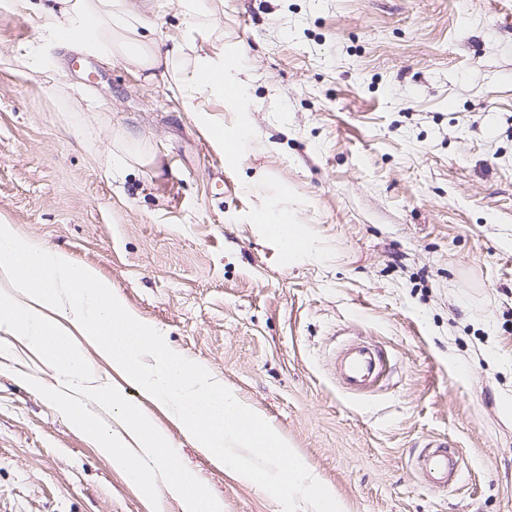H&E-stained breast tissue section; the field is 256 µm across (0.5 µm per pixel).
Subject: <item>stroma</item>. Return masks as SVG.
I'll return each mask as SVG.
<instances>
[{"label":"stroma","instance_id":"35a3bbf8","mask_svg":"<svg viewBox=\"0 0 512 512\" xmlns=\"http://www.w3.org/2000/svg\"><path fill=\"white\" fill-rule=\"evenodd\" d=\"M188 25L149 0L160 50L184 37L240 64L249 106L185 111L172 81L35 43L0 7V219L90 265L171 348L265 417L347 512H512V0H211ZM36 52L34 74L21 54ZM258 147L225 167L202 116ZM135 159L116 170L111 156ZM223 170L224 192L208 176ZM284 195L325 250L289 267L252 222ZM387 355L346 394L335 352ZM64 377L0 331V512H183L147 497L58 406ZM150 412L223 512H310L239 481ZM448 438L462 479L414 469Z\"/></svg>","mask_w":512,"mask_h":512}]
</instances>
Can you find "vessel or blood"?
<instances>
[{
	"label": "vessel or blood",
	"instance_id": "obj_1",
	"mask_svg": "<svg viewBox=\"0 0 512 512\" xmlns=\"http://www.w3.org/2000/svg\"><path fill=\"white\" fill-rule=\"evenodd\" d=\"M385 364L381 348L350 344L333 360V369L343 390L350 394L367 391L380 379ZM416 468L424 482L435 489L454 486L459 478L458 457L448 441L429 440L416 459Z\"/></svg>",
	"mask_w": 512,
	"mask_h": 512
}]
</instances>
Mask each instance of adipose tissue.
<instances>
[{
	"label": "adipose tissue",
	"instance_id": "1",
	"mask_svg": "<svg viewBox=\"0 0 512 512\" xmlns=\"http://www.w3.org/2000/svg\"><path fill=\"white\" fill-rule=\"evenodd\" d=\"M11 8L39 19V36L111 62L121 56L144 71L162 70L174 78L185 111H198L200 96H215L239 108L247 106V84L230 74L223 52L201 53L185 39L171 52L161 53L147 40L135 0H8ZM91 39H80L86 28ZM253 221L276 242L289 265L321 260L317 240L296 220L281 200L264 201ZM20 336L65 375L81 377L84 399L92 408L67 404L77 425L100 438L113 463L137 467V482L152 491L164 490L186 499V512H217L209 495L178 462L169 440L138 406L130 404L121 387L94 379L74 341L83 336L109 362L114 372L139 386L148 398L165 407L181 430L199 447L224 457L240 478L270 487L288 483L311 500L316 512H345L342 502L319 485L289 449L285 438L193 360L171 351L149 324L128 312L112 294V286L89 267L76 266L63 252L45 248L20 236L0 220V331ZM115 414L119 428L107 430L98 410ZM238 445L257 456H270L276 474L268 475L225 455Z\"/></svg>",
	"mask_w": 512,
	"mask_h": 512
}]
</instances>
